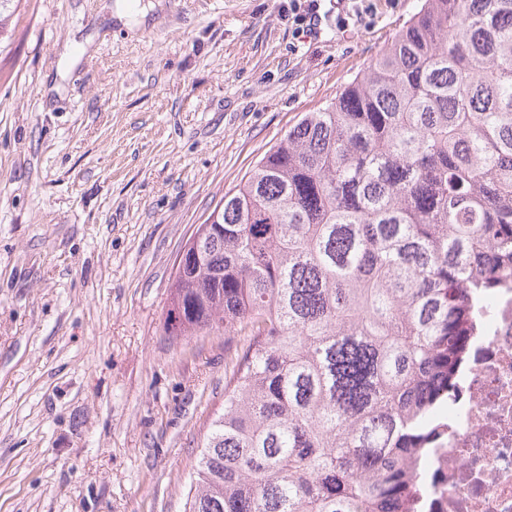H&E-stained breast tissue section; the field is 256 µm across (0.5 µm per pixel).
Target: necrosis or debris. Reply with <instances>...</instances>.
<instances>
[{"instance_id":"1","label":"necrosis or debris","mask_w":512,"mask_h":512,"mask_svg":"<svg viewBox=\"0 0 512 512\" xmlns=\"http://www.w3.org/2000/svg\"><path fill=\"white\" fill-rule=\"evenodd\" d=\"M430 512H512V286L498 289L448 406Z\"/></svg>"}]
</instances>
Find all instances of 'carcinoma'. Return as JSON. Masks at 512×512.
<instances>
[{"instance_id": "carcinoma-1", "label": "carcinoma", "mask_w": 512, "mask_h": 512, "mask_svg": "<svg viewBox=\"0 0 512 512\" xmlns=\"http://www.w3.org/2000/svg\"><path fill=\"white\" fill-rule=\"evenodd\" d=\"M217 208L167 332L243 346L185 512H427L449 391L512 283V0H423Z\"/></svg>"}]
</instances>
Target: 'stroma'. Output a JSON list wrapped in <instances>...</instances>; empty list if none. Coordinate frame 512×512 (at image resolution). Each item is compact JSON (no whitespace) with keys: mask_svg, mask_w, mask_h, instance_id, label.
<instances>
[{"mask_svg":"<svg viewBox=\"0 0 512 512\" xmlns=\"http://www.w3.org/2000/svg\"><path fill=\"white\" fill-rule=\"evenodd\" d=\"M19 0L0 39V512H184L224 335L165 332L195 227L418 0Z\"/></svg>","mask_w":512,"mask_h":512,"instance_id":"obj_1","label":"stroma"}]
</instances>
